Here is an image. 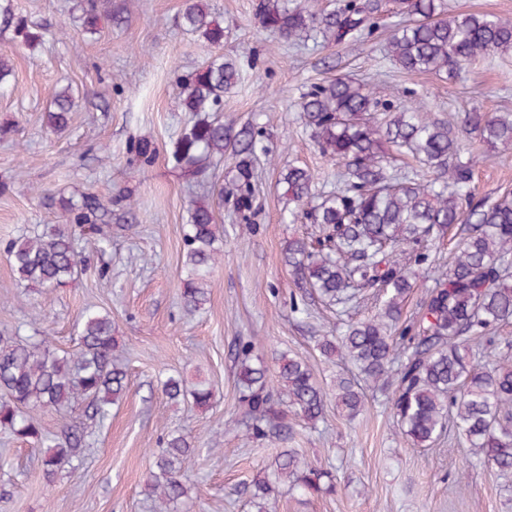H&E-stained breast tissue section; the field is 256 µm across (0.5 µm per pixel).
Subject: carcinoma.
<instances>
[{"mask_svg": "<svg viewBox=\"0 0 512 512\" xmlns=\"http://www.w3.org/2000/svg\"><path fill=\"white\" fill-rule=\"evenodd\" d=\"M82 25L95 34L105 23L124 27L128 0H82ZM255 13L263 31L287 41L330 44L364 43L391 16L408 20L389 40L394 63L406 72L453 78L491 53H512V20L492 14L450 15L444 0H339L326 13L311 12L302 0H257ZM5 24L27 46L41 40L26 19L4 15ZM180 26L209 45L224 44V23L207 0H185ZM240 80L238 65L216 57L180 82V104L190 125L175 141V165L193 176L229 158L234 180L219 188L245 221L251 220L255 150L262 127L248 123L234 131L216 117L224 92ZM76 97L69 87L52 94L46 126L59 133L68 127ZM301 119L322 156L342 166L336 189L319 192L315 174L290 165L280 172L284 196L293 205L291 220L313 224L311 238L288 241L285 262L303 297L345 313L359 292L375 288L376 314L348 321L338 336L317 342L321 356L339 355L356 370L339 377L332 392L322 387L310 364L282 352L276 358V384L267 379L253 338L238 343L237 385L244 406L246 435L253 440L288 438L290 420L311 426L323 419L329 395L348 418L365 405L361 384L389 394L390 409L401 433L414 448H430L453 426L465 444L476 448L497 469L512 474V342L497 335L512 322V192L475 199L469 192L475 157L462 160L470 136L491 151L512 147V113L474 110L461 125L432 120L421 107L381 103L366 86L336 77L302 96ZM412 156L432 173L426 182L390 171L384 145ZM129 166L151 167L153 143L138 140L127 149ZM69 224L42 234L22 233L4 246L17 281L52 292L86 269L75 241L98 231L112 215L133 221L127 195L88 193L78 201L60 200ZM459 249L448 271L427 289L422 310L403 319L404 306L416 285L428 248L450 230ZM213 203L190 201L183 227L181 299L189 312L202 309L214 267L223 257ZM75 348L59 352L48 337L0 336V430L34 445L43 477L50 483L65 469L79 468L88 432L79 427L47 430L40 415L62 413L86 403L88 418L98 424L111 415L112 404L126 389L127 373L114 361L118 349L112 317L87 307L79 322ZM166 397L190 401L198 409L212 406L213 388L205 381L169 376L160 381ZM195 448L188 438L171 434L153 455L146 489L156 512H178L192 499L188 473ZM302 495L336 491L332 472L306 461L296 449L283 448L265 476L253 484L252 512H276L279 486Z\"/></svg>", "mask_w": 512, "mask_h": 512, "instance_id": "obj_1", "label": "carcinoma"}]
</instances>
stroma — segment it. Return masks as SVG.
<instances>
[{"label": "stroma", "mask_w": 512, "mask_h": 512, "mask_svg": "<svg viewBox=\"0 0 512 512\" xmlns=\"http://www.w3.org/2000/svg\"><path fill=\"white\" fill-rule=\"evenodd\" d=\"M184 0H131L132 20L82 35L79 0H0L38 25L43 40L25 46L13 28L0 25V55L11 60V87L0 93V334L48 333L57 350L71 349L74 324L86 306L109 311L127 371V391L111 418L94 429L76 474L61 472L46 483L37 457L0 431V512H152L145 480L152 455L174 431L198 450L196 485L183 512H249L248 486L264 474L279 447L241 434L234 361L239 339L255 337L267 368L285 351L309 361L320 382L347 373L343 360L325 361L316 342L336 331V315L312 304L311 316L291 313L299 285L284 260L290 239L312 225L284 222L281 169L314 170L319 190L336 186L334 165L315 148L299 116L303 92L339 75L370 85L384 103H421L430 117L460 124L465 112H512V55L476 61L456 80L412 74L386 57L389 27L355 45L296 46L268 36L255 16V0H210L224 21V47L185 34L179 25ZM234 59L241 81L224 95L220 117L240 129L264 128L270 157L260 158L254 179L252 231L241 229L232 199L216 209L224 254L209 284V300L186 312L182 285V227L194 189L172 157V146L190 121L180 106L179 81L217 55ZM71 86L79 100L64 132L46 127L56 88ZM152 140L154 165L139 172L127 164L129 142ZM476 197L512 189V149L474 168ZM128 193L134 200L131 229L103 228L79 238L90 267L71 285L45 294L19 285L3 252L22 233L66 224L44 195ZM105 249H98V238ZM452 244L433 248L404 308L420 309L428 288L448 266ZM106 275H98L100 265ZM201 370L215 393L200 410L170 402L164 375ZM288 447L321 463L336 477L332 494L299 496L280 486L276 512H512V475H502L475 449L446 436L430 448L410 447L384 394H368L355 419L328 404L322 421H295Z\"/></svg>", "instance_id": "obj_1"}]
</instances>
